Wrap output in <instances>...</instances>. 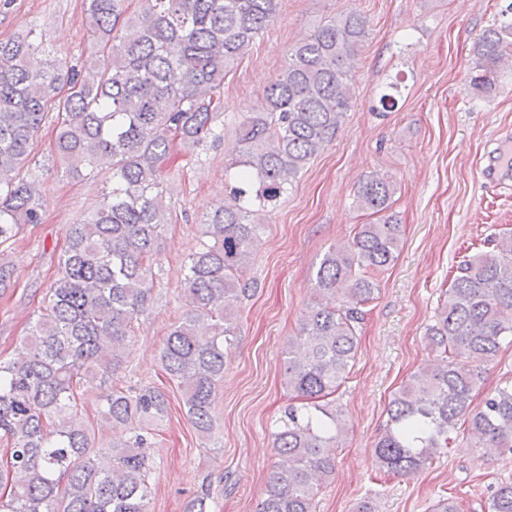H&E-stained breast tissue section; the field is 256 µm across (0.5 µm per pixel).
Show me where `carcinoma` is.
Returning <instances> with one entry per match:
<instances>
[{"label":"carcinoma","mask_w":512,"mask_h":512,"mask_svg":"<svg viewBox=\"0 0 512 512\" xmlns=\"http://www.w3.org/2000/svg\"><path fill=\"white\" fill-rule=\"evenodd\" d=\"M123 0H85L100 55L81 65H28L25 37L0 41V244L41 223L39 176L24 177L31 147L50 111L56 151L68 175L106 168L112 190L69 226L45 306L15 357L0 360V438L8 446L0 512H149L152 426L168 414L153 387L114 385L101 421L112 445L94 449L90 429L71 420L78 391L122 369L134 321L154 290L156 243L166 224L162 167L178 149L192 154L211 136L224 77L278 16L279 0H143L123 17ZM369 36L352 11L334 16L288 51L262 102L237 125L238 169L224 207L203 223L207 241L189 257V310L166 337L161 366L183 392L196 431L210 436L219 383L236 336L245 279L262 225L287 187L336 137L353 103V62ZM512 54V20L486 29L469 73L470 92H495ZM392 182L377 174L356 192L359 209L379 216L331 247L300 316L306 354L286 352L288 405L273 433L277 461L257 512H313L335 471L332 449L345 435L335 395L356 359L364 306L376 276L391 266L403 226L391 211ZM463 260L438 304L424 342L433 356L388 403L373 448L387 476L417 472L449 448L458 422L484 455L512 457V381L475 401L483 367L512 343V231ZM441 497L430 512H461ZM488 512H512V482L493 491Z\"/></svg>","instance_id":"obj_1"}]
</instances>
